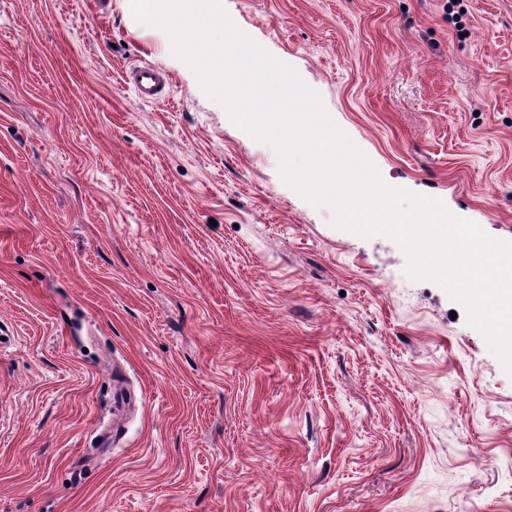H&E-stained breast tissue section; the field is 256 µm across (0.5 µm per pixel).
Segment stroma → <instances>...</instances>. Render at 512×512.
Masks as SVG:
<instances>
[{
	"instance_id": "1",
	"label": "stroma",
	"mask_w": 512,
	"mask_h": 512,
	"mask_svg": "<svg viewBox=\"0 0 512 512\" xmlns=\"http://www.w3.org/2000/svg\"><path fill=\"white\" fill-rule=\"evenodd\" d=\"M223 2L387 185L512 241V0ZM332 216L130 0H0V512H512V375ZM127 83L137 97L146 103H154L169 97L170 79L158 67L145 64L129 69Z\"/></svg>"
}]
</instances>
